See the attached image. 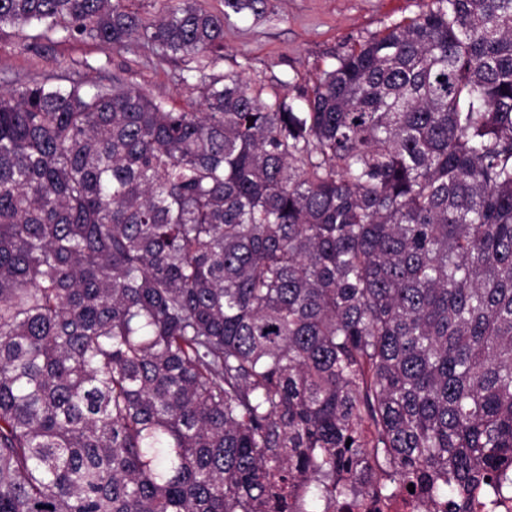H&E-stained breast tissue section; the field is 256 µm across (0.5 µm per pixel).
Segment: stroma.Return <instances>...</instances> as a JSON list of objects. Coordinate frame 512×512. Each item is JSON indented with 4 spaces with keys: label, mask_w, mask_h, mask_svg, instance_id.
<instances>
[{
    "label": "stroma",
    "mask_w": 512,
    "mask_h": 512,
    "mask_svg": "<svg viewBox=\"0 0 512 512\" xmlns=\"http://www.w3.org/2000/svg\"><path fill=\"white\" fill-rule=\"evenodd\" d=\"M431 0H266V12L230 14L215 70L241 74L263 98L309 91L319 70L351 45L428 9ZM175 107L194 95L183 83L184 65L156 58L134 42L115 50L89 39L57 34L40 39L32 27L0 29V89L50 75L93 82L112 74Z\"/></svg>",
    "instance_id": "obj_1"
}]
</instances>
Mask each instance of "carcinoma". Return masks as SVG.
<instances>
[{
  "mask_svg": "<svg viewBox=\"0 0 512 512\" xmlns=\"http://www.w3.org/2000/svg\"><path fill=\"white\" fill-rule=\"evenodd\" d=\"M0 0L133 41L0 91V512H308L374 459L444 512L512 486V0H432L302 104L209 72L228 12ZM38 34L39 30L32 27L0 29V89L50 75L93 82L118 73L126 82L177 108L197 96L189 87L194 80L182 82V75L188 73L181 61L158 59L141 43L115 50L89 39L66 37L63 32L55 35L52 43Z\"/></svg>",
  "mask_w": 512,
  "mask_h": 512,
  "instance_id": "1",
  "label": "carcinoma"
}]
</instances>
